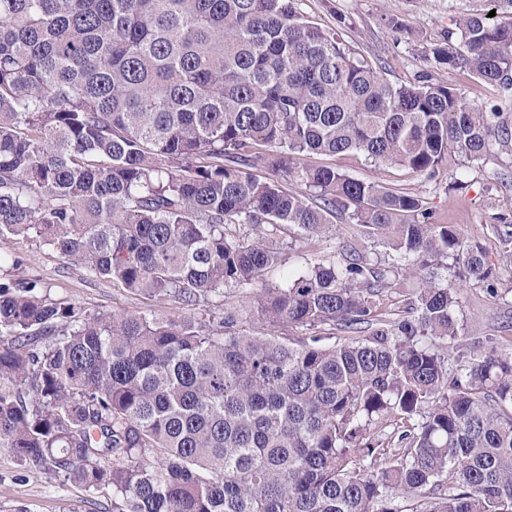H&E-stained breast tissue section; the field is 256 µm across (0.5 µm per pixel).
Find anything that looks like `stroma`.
Listing matches in <instances>:
<instances>
[{
    "instance_id": "35a3bbf8",
    "label": "stroma",
    "mask_w": 512,
    "mask_h": 512,
    "mask_svg": "<svg viewBox=\"0 0 512 512\" xmlns=\"http://www.w3.org/2000/svg\"><path fill=\"white\" fill-rule=\"evenodd\" d=\"M307 22L335 31L351 51L381 65L382 74L395 84L423 81L456 88L465 100L481 105L497 100L496 87L472 79L457 70L440 67L432 54L435 44L453 30L458 8L486 9L485 0H296ZM399 21L390 28L388 19ZM310 165H327L366 182H374L417 196L434 223L455 225L469 242L479 243L493 269L494 285L482 282L456 284L458 303L454 316L459 336L449 351L448 364L456 366L470 351L490 346L512 347V259L506 258L491 224L499 216L512 215V188L500 175L512 167V155L495 152L483 161H471L449 152L435 177L393 164L374 163L357 153L333 156L311 154ZM354 225L343 224L337 236L306 239L292 232L278 233L283 247L282 267L265 272L259 289L283 287L287 272L334 254L339 244L356 241ZM19 257L20 278H37L51 298L105 312L152 309L169 317L170 305L130 294L120 286L90 276L67 263L38 240L17 237L7 246ZM111 494L94 496L79 486L47 481L43 475L0 453V512H111Z\"/></svg>"
}]
</instances>
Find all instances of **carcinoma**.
Listing matches in <instances>:
<instances>
[{
  "instance_id": "1",
  "label": "carcinoma",
  "mask_w": 512,
  "mask_h": 512,
  "mask_svg": "<svg viewBox=\"0 0 512 512\" xmlns=\"http://www.w3.org/2000/svg\"><path fill=\"white\" fill-rule=\"evenodd\" d=\"M490 9L511 21L464 10L433 51L498 88L474 106L391 84L296 0H0V243L33 237L185 312L56 303L0 271V451L110 491L112 512H512V356L452 372L438 350L458 336L438 269L492 290L484 251L419 221L413 195L302 162L356 152L432 178L451 149L512 152V0ZM336 218L398 260L347 245L224 303L281 265L270 237ZM491 231L512 257V222ZM407 270L417 305L392 315ZM389 419L397 436L372 438ZM416 289V279L409 276L400 277L394 282L392 288L388 290V310H392V313H394V310H397V307H400L399 310H402L408 299L415 297Z\"/></svg>"
}]
</instances>
